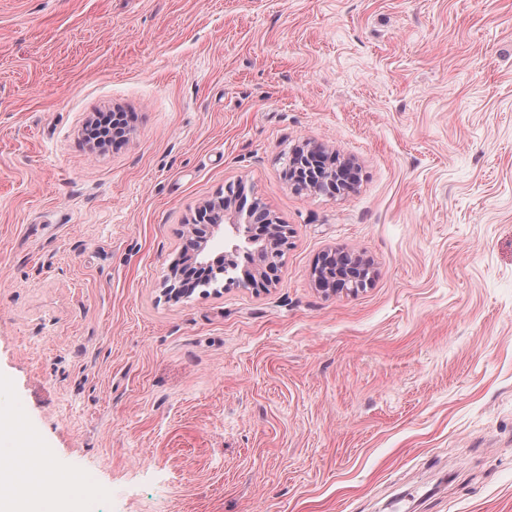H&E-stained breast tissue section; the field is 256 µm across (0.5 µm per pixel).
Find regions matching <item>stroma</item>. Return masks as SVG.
Listing matches in <instances>:
<instances>
[{
    "label": "stroma",
    "mask_w": 512,
    "mask_h": 512,
    "mask_svg": "<svg viewBox=\"0 0 512 512\" xmlns=\"http://www.w3.org/2000/svg\"><path fill=\"white\" fill-rule=\"evenodd\" d=\"M232 183L276 282L168 298ZM5 416L94 512H512V0H0ZM130 120L127 112L121 109L101 112L84 126L85 140L97 147L118 145L125 139ZM281 224H272L271 225V232L268 239H263V245L266 246L267 251L269 252V262L266 263V266L264 267V271H266L269 276L270 280L267 279V281H273L276 279L277 274V267L272 266L273 264H276L278 267H280L279 257L281 254V257L285 255V251L281 250V253H279V250L281 249L279 246L280 240H279V234L281 231Z\"/></svg>",
    "instance_id": "1"
}]
</instances>
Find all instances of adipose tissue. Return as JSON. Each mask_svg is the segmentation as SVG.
<instances>
[{"label": "adipose tissue", "mask_w": 512, "mask_h": 512, "mask_svg": "<svg viewBox=\"0 0 512 512\" xmlns=\"http://www.w3.org/2000/svg\"><path fill=\"white\" fill-rule=\"evenodd\" d=\"M12 457L14 467L0 468V512H42L40 491L55 480V473L32 443L18 445Z\"/></svg>", "instance_id": "obj_1"}]
</instances>
